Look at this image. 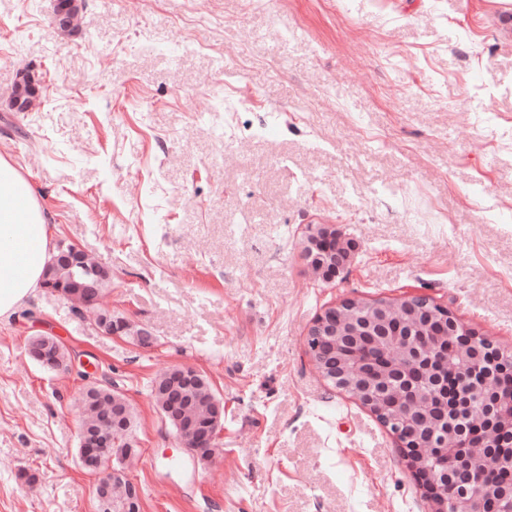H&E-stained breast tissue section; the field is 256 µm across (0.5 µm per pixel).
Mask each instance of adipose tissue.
<instances>
[{"mask_svg": "<svg viewBox=\"0 0 512 512\" xmlns=\"http://www.w3.org/2000/svg\"><path fill=\"white\" fill-rule=\"evenodd\" d=\"M55 232L29 182L0 158V319L40 286Z\"/></svg>", "mask_w": 512, "mask_h": 512, "instance_id": "1", "label": "adipose tissue"}]
</instances>
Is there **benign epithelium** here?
Here are the masks:
<instances>
[{
    "instance_id": "1",
    "label": "benign epithelium",
    "mask_w": 512,
    "mask_h": 512,
    "mask_svg": "<svg viewBox=\"0 0 512 512\" xmlns=\"http://www.w3.org/2000/svg\"><path fill=\"white\" fill-rule=\"evenodd\" d=\"M85 0H55L59 27L76 24ZM38 88L26 75L16 82L10 107L27 112ZM307 269L332 281L355 259V246L327 224L310 225L302 240ZM77 268L80 280L49 281L48 290L78 304L105 334L121 336L133 324L97 307L100 295L81 281L98 275L101 265L76 246L59 245L51 264ZM310 355L320 375L354 397L395 436L406 466L424 489L429 512H512V490L491 482L477 465L512 435V390L502 375L492 340L459 320L448 308L411 294L397 301L365 302L355 297L323 309L308 330ZM41 366L65 371L67 360L30 352ZM218 416L207 414L180 431L182 445L196 458L215 455ZM114 452L104 442L82 439L80 465L99 473L100 460ZM119 491L126 512H140L139 487L126 471L97 484L101 498Z\"/></svg>"
}]
</instances>
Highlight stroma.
<instances>
[{"label":"stroma","instance_id":"obj_1","mask_svg":"<svg viewBox=\"0 0 512 512\" xmlns=\"http://www.w3.org/2000/svg\"><path fill=\"white\" fill-rule=\"evenodd\" d=\"M26 69L42 97L0 111V157L154 344L44 288L0 320V512H96L77 397L106 381L136 408L142 512H428L306 337L345 298L424 294L512 352V0H86L71 36L0 0V100ZM311 224L356 242L344 278L307 271ZM38 334L68 371L27 357ZM177 365L224 402L206 464L150 395Z\"/></svg>","mask_w":512,"mask_h":512}]
</instances>
